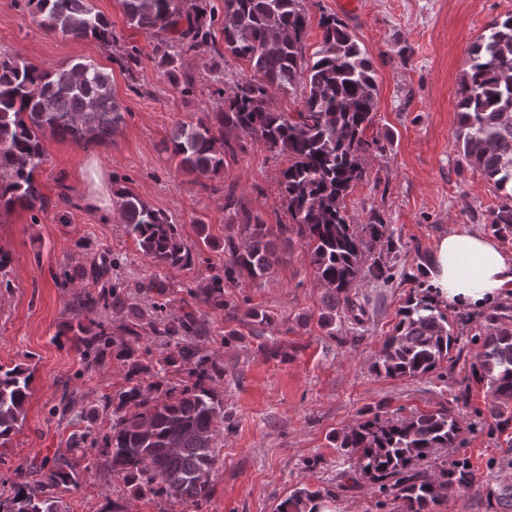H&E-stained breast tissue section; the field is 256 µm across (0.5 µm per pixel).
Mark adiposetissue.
Listing matches in <instances>:
<instances>
[{"mask_svg":"<svg viewBox=\"0 0 512 512\" xmlns=\"http://www.w3.org/2000/svg\"><path fill=\"white\" fill-rule=\"evenodd\" d=\"M427 277L437 299L480 310L512 288V256L490 237L455 229L438 241Z\"/></svg>","mask_w":512,"mask_h":512,"instance_id":"ef3b65f1","label":"adipose tissue"}]
</instances>
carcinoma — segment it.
I'll return each instance as SVG.
<instances>
[{
	"label": "carcinoma",
	"instance_id": "carcinoma-1",
	"mask_svg": "<svg viewBox=\"0 0 512 512\" xmlns=\"http://www.w3.org/2000/svg\"><path fill=\"white\" fill-rule=\"evenodd\" d=\"M31 15L48 32L92 39L105 47L116 43L112 24L92 0H26ZM127 24L167 39L154 45L158 65L169 83L184 93L194 79L176 65L184 55L215 49L216 30L224 33V51L247 62L251 75L224 89L216 76L214 93L224 105L195 123L180 122L170 139L179 171L212 177L224 172L226 156L236 146L225 139L260 141L288 157L282 170L281 197L288 223L272 229L246 215V235L227 238L224 276L203 288V300L224 306V280L246 277L262 281L270 275L276 249L272 237L291 235L307 250L315 280L324 288L323 326L334 336L336 315L358 319L362 311L352 298L359 281L392 279L391 258L399 241L386 234L379 214L365 224L351 223L344 199L365 176V155L372 142L364 138L377 107L374 69L366 52L335 15L321 16L319 49L306 57L308 17L303 0H224L218 14L210 0H122ZM300 93V108L280 112L273 94ZM458 141L467 165L495 188L512 189V16L493 19L487 34L471 48L456 89ZM112 96L111 77L100 66L79 61L55 71L40 70L18 55L0 56V211L17 206L43 211L48 197L35 179L46 162L43 138L50 133L76 144L107 143L123 122ZM127 232L143 255L157 265L176 267L190 261L178 225L131 192L112 190ZM494 231L512 233V205L492 211ZM123 304L115 288L88 292L79 303L85 350L104 357L111 350L122 360L127 387L117 396L111 432L104 436L112 477L135 497L152 495L204 512L213 494L212 473L217 441L232 425L224 401L207 385L224 376V367L202 353L198 342L208 335L206 319L186 312L140 324L125 332L141 339L146 328L161 348V369L184 373L177 382L149 381V366L120 344L97 320L98 312ZM245 316L256 337L272 324L261 307ZM448 314L429 292L411 297L402 318L387 336L373 368L390 378H416L449 362L457 345ZM481 350L476 363L479 381L491 397V410L504 415L512 403V306H499L484 316ZM31 376L19 367L0 366V440L19 428L30 393ZM462 427L451 408L417 412L395 419L377 410L334 436L348 457L342 477L369 482L383 495L401 501L402 512H431V506L474 483L467 459L424 467L442 448L462 445ZM80 466L52 461L40 466L38 478L18 475L0 490V512H69L58 497L61 487H76ZM319 494L300 488L280 504L278 512H318Z\"/></svg>",
	"mask_w": 512,
	"mask_h": 512
}]
</instances>
